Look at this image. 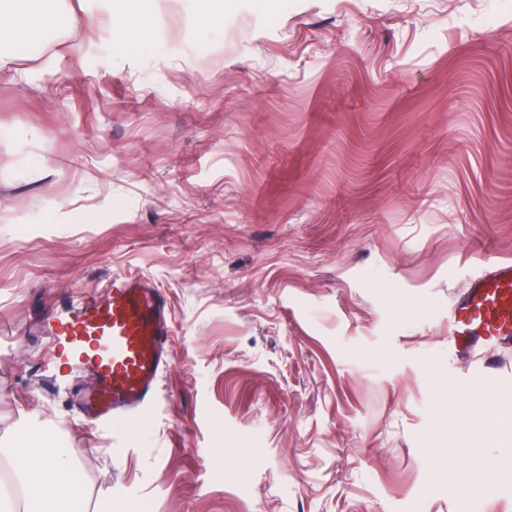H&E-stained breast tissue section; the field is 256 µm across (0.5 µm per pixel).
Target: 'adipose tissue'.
I'll use <instances>...</instances> for the list:
<instances>
[{
  "instance_id": "1",
  "label": "adipose tissue",
  "mask_w": 512,
  "mask_h": 512,
  "mask_svg": "<svg viewBox=\"0 0 512 512\" xmlns=\"http://www.w3.org/2000/svg\"><path fill=\"white\" fill-rule=\"evenodd\" d=\"M54 23L45 0H0V32L21 44L40 40ZM25 437L0 434V455L7 457L20 491V512H80L86 499L79 456L58 446L54 436L26 427Z\"/></svg>"
}]
</instances>
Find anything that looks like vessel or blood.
Here are the masks:
<instances>
[{
    "label": "vessel or blood",
    "instance_id": "obj_1",
    "mask_svg": "<svg viewBox=\"0 0 512 512\" xmlns=\"http://www.w3.org/2000/svg\"><path fill=\"white\" fill-rule=\"evenodd\" d=\"M49 364L90 373L88 425L106 427L154 402L171 365L172 325L162 292L148 279L113 276L47 323ZM448 344L474 354L512 348V263L490 260L448 309Z\"/></svg>",
    "mask_w": 512,
    "mask_h": 512
}]
</instances>
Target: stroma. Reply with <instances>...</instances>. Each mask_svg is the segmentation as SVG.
<instances>
[{"label":"stroma","mask_w":512,"mask_h":512,"mask_svg":"<svg viewBox=\"0 0 512 512\" xmlns=\"http://www.w3.org/2000/svg\"><path fill=\"white\" fill-rule=\"evenodd\" d=\"M49 8L0 43V432L78 449L103 512H512V352L448 349L512 262V0ZM118 272L165 294L173 363L94 431L42 321Z\"/></svg>","instance_id":"obj_1"}]
</instances>
